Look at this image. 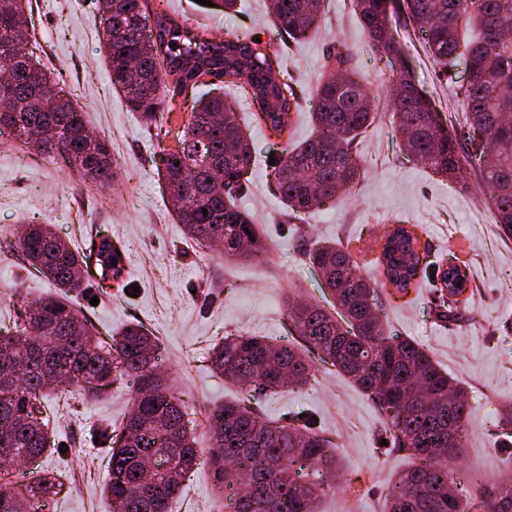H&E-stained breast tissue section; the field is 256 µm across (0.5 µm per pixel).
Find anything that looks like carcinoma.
<instances>
[{
	"label": "carcinoma",
	"mask_w": 512,
	"mask_h": 512,
	"mask_svg": "<svg viewBox=\"0 0 512 512\" xmlns=\"http://www.w3.org/2000/svg\"><path fill=\"white\" fill-rule=\"evenodd\" d=\"M26 0H0V131L26 135L22 142L61 168L109 187L117 176L108 140L92 136L86 111L76 107L34 53L16 58L14 44L39 48ZM103 20L102 48L113 88L148 124L164 110L165 88L180 94L204 78L210 84L244 83L255 120L277 133L292 129L296 94L280 79L268 45L245 35L185 43L187 26L167 13H149L148 0H96ZM373 51L393 65L399 49L381 0H353ZM276 35L302 41L319 28L326 0H269ZM409 19L421 33L433 63L446 66L463 54L469 67L463 90L465 142L452 138L432 117L411 73H393L391 123L403 151L441 178L456 179L461 159L477 161L484 203L512 236V0H411ZM375 118L371 93L353 58L336 54L310 109L313 134L275 159L271 175L288 219L300 220L332 199H342L361 174L358 139ZM253 153L235 108L224 93L201 97L177 146L165 151L158 170L184 234L216 244L224 259L259 250L263 229L235 203L248 189ZM207 212H202V209ZM1 252L18 255L56 286L18 304L13 324L0 326V475L18 457L32 460L50 446L44 397L71 388L89 394L127 376L138 380L133 409L102 436L111 448L104 492L112 512H168L200 464L187 412L159 373V343L139 323L106 339L61 294L82 283L83 257L48 224H28ZM309 260L332 298V309L311 302L287 308L288 333L298 345L267 336L229 334L212 349L210 366L245 394L204 413L213 443L206 459L215 487L235 493L232 512H317L330 483L300 480L296 466H317L336 476L334 443L307 420L265 418L254 404L263 395L304 385L312 358L336 367L386 419L393 447L418 460L399 473L385 512H512V477L464 491L448 471L440 446L463 455L468 403L464 392L422 345L387 337L376 284L341 243L318 245ZM376 267L384 284L403 293L431 288V304L453 320L458 295L470 287L459 267L439 269L436 286L418 248L414 226L399 223L385 233ZM172 450L165 470L147 465L149 451ZM52 471L26 484L0 482V512H28L36 499L60 494Z\"/></svg>",
	"instance_id": "obj_1"
}]
</instances>
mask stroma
Returning a JSON list of instances; mask_svg holds the SVG:
<instances>
[{
    "mask_svg": "<svg viewBox=\"0 0 512 512\" xmlns=\"http://www.w3.org/2000/svg\"><path fill=\"white\" fill-rule=\"evenodd\" d=\"M150 4L189 20L196 32L217 38L228 32L264 42L271 37L265 0H240L233 12L198 0ZM33 20L42 62L61 75L93 129L108 139L117 178L110 188H96L26 151L19 141H0V233L18 232L27 223L48 224L77 247L85 258V282L72 299L101 334L129 322L143 323L160 341L164 377L172 381L187 412L200 415L241 395L209 363L211 349L226 334L282 341L288 332L287 303H328L307 250L346 241L359 264H367L377 256L387 228L402 218L415 225L421 250L453 254L469 267L475 295L461 306L457 319L448 322L431 311L426 289L400 294L384 288L387 334L422 344L465 389L466 448L457 465L466 475L465 486L512 471V428L500 422L503 410L512 406V239L503 235L482 202L474 170L455 181L433 176L401 151L393 127L381 117L362 135L363 177L349 197L291 222L273 191L267 158L301 142L313 128L308 118H300L287 137L248 123L245 134L258 162L251 168V191L240 205L265 226L266 246L259 259L225 261L220 252L207 251L185 237L158 179L162 152L175 147L196 92L174 97L171 109L162 114L168 135L159 138L112 87L101 53L103 23L94 0H36ZM387 22L440 121L461 114L464 63L434 65L405 8L389 5ZM339 48L352 53L376 111L390 110V90L380 74L384 64L368 49L351 0H328L325 24L316 36L284 43L281 68L303 106L311 105L329 70L328 56ZM102 235L125 245L138 295L105 285L95 275L90 258ZM51 289L39 273L22 269L20 260L0 261V321L9 320L18 297L32 300ZM94 296L99 299L95 306L90 303ZM136 387V379L128 377L98 397L75 392L46 399L53 448L25 464L23 471L31 480L45 470L64 473L67 486L54 498V512H112L102 493L110 451L92 432L130 412ZM258 408L274 420L307 412L335 442L341 470L335 492L322 501V512H381L390 480L412 463L407 452L385 445L382 418L373 403L329 364L315 362L302 390L264 396ZM171 512H224V498L215 492L208 468L191 473Z\"/></svg>",
    "mask_w": 512,
    "mask_h": 512,
    "instance_id": "35a3bbf8",
    "label": "stroma"
}]
</instances>
